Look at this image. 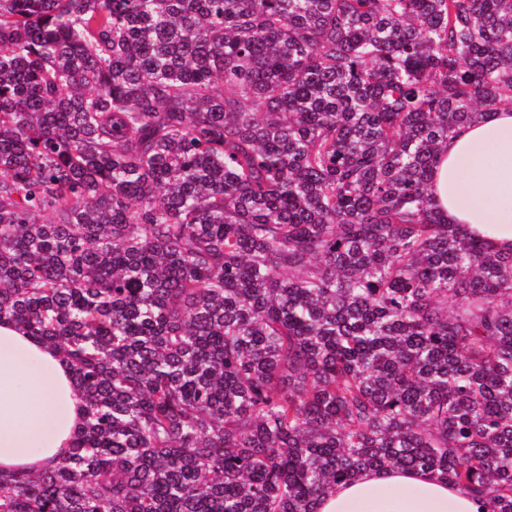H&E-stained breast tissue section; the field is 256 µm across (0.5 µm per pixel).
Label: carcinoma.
Returning a JSON list of instances; mask_svg holds the SVG:
<instances>
[{
  "label": "carcinoma",
  "mask_w": 512,
  "mask_h": 512,
  "mask_svg": "<svg viewBox=\"0 0 512 512\" xmlns=\"http://www.w3.org/2000/svg\"><path fill=\"white\" fill-rule=\"evenodd\" d=\"M511 103L512 0H0V321L87 410L0 512H512V254L429 193ZM319 512H484L465 490L417 470H366L322 498Z\"/></svg>",
  "instance_id": "obj_1"
}]
</instances>
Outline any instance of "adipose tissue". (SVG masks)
<instances>
[{"instance_id": "ef3b65f1", "label": "adipose tissue", "mask_w": 512, "mask_h": 512, "mask_svg": "<svg viewBox=\"0 0 512 512\" xmlns=\"http://www.w3.org/2000/svg\"><path fill=\"white\" fill-rule=\"evenodd\" d=\"M443 220L512 251V106L456 128L432 167ZM86 403L72 365L18 325L0 323V471L35 472L68 455ZM319 512H485L465 490L417 470H366L322 498Z\"/></svg>"}]
</instances>
